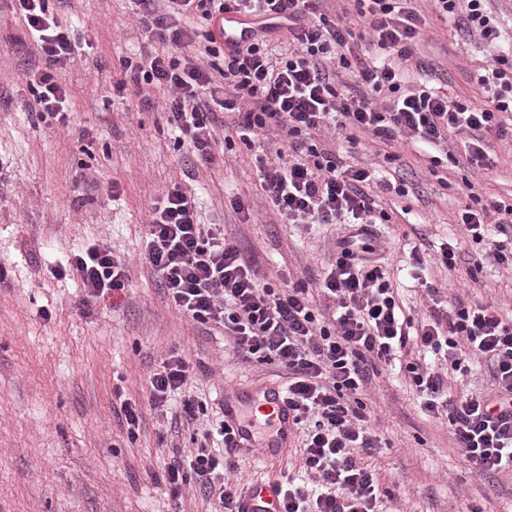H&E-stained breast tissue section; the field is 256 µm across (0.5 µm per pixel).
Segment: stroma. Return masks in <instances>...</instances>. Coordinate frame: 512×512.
Listing matches in <instances>:
<instances>
[{"instance_id": "obj_1", "label": "stroma", "mask_w": 512, "mask_h": 512, "mask_svg": "<svg viewBox=\"0 0 512 512\" xmlns=\"http://www.w3.org/2000/svg\"><path fill=\"white\" fill-rule=\"evenodd\" d=\"M58 23L83 47L55 76L68 86L66 124L34 115L28 78L46 70L9 0H0V512H210L194 489L174 498L161 475L172 457L188 454L204 431L222 419L225 391L249 382H285L276 363H246L230 351L223 329L201 325L170 304L142 258L149 211L179 186L196 194L201 223L223 227L259 272L262 283L318 288L340 224H291L274 213L259 186L255 155L282 149L259 139L216 142L205 164L177 145L167 123L164 94L149 101L120 92L126 57L156 51L180 56L152 37L132 0H49ZM495 53L451 24L427 27L419 56L449 94L478 97L469 77ZM330 145L374 164L411 192L383 195L391 223L375 228L386 275L407 316L422 322L426 285L447 302H495L512 316V268L497 264L482 244L467 242L456 217L466 184L485 198L512 204V141L491 140L492 170L463 167L430 173L422 144L395 145L386 163L383 144ZM248 203L235 212L231 199ZM461 240L464 259L442 265L433 248ZM114 246L128 267L123 290L87 297L80 282L54 270L88 243ZM425 243V284L411 278L412 244ZM194 371L186 392L204 403L205 416L175 429L150 400L149 377L169 356ZM380 440L371 461L390 496L385 512H512V476L476 474L457 448L447 418L420 410L421 397L402 372L386 369L367 393ZM137 404L141 425L129 439L122 402ZM302 438L270 461L235 456L241 485L283 480L302 471Z\"/></svg>"}]
</instances>
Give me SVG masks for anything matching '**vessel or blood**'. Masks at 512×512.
Wrapping results in <instances>:
<instances>
[{
  "instance_id": "1",
  "label": "vessel or blood",
  "mask_w": 512,
  "mask_h": 512,
  "mask_svg": "<svg viewBox=\"0 0 512 512\" xmlns=\"http://www.w3.org/2000/svg\"><path fill=\"white\" fill-rule=\"evenodd\" d=\"M263 20L230 13L220 24L225 43L253 40L261 31ZM224 422L231 430L232 454L258 453L268 458L284 454L296 431L280 383L268 381L245 387L224 400ZM241 512H278L279 491L267 482L255 485L243 498Z\"/></svg>"
}]
</instances>
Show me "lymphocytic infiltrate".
<instances>
[{"mask_svg":"<svg viewBox=\"0 0 512 512\" xmlns=\"http://www.w3.org/2000/svg\"><path fill=\"white\" fill-rule=\"evenodd\" d=\"M50 69L33 86L40 118L66 122L69 90L52 67L78 50L47 0H10ZM153 35L185 47L186 55L157 52L126 59L137 94L166 91L167 122L201 161H211L218 113L232 114L231 129L247 147L259 134L279 131L285 142L260 170V188L282 218L304 224L346 223L336 259L320 286L322 304L303 288L261 285L236 242L200 223L195 196L180 189L162 195L151 211L143 257L168 300L193 321L214 323L246 359L278 362L288 373L285 394L297 423L312 420L302 452L310 484L280 483L283 512H379L382 488L361 451L374 448L371 412L363 396L379 362L408 347L439 355L449 371L466 372L470 359L486 364L492 390L453 394L448 373L423 362L408 364L422 394V410L446 416L454 442L480 474L512 472V319L492 303L432 308L413 325L385 277L369 240L390 220L373 195L374 173L325 148L321 131L345 134L349 143L370 135L386 146L413 140L438 149L454 134L469 138L468 167L490 170V138L512 134V59L499 56L476 68L472 79L485 100L475 104L421 82L406 85L419 65L417 44L425 21L417 0H341L330 20L323 0H135ZM439 20L454 19L467 36L500 37L487 0H434ZM228 12L287 15L280 44L261 38L224 46L213 29ZM223 55V65L206 57ZM459 222L496 260L512 261V205L469 193ZM497 224L499 239L489 237ZM70 276L93 297L122 289L125 268L114 249L82 247L67 259ZM192 374L179 356L163 361L150 378L151 402L166 412ZM232 461L199 444L188 459L173 458L163 480L172 491L190 484L215 506L239 512L246 490L226 479Z\"/></svg>","mask_w":512,"mask_h":512,"instance_id":"1","label":"lymphocytic infiltrate"}]
</instances>
